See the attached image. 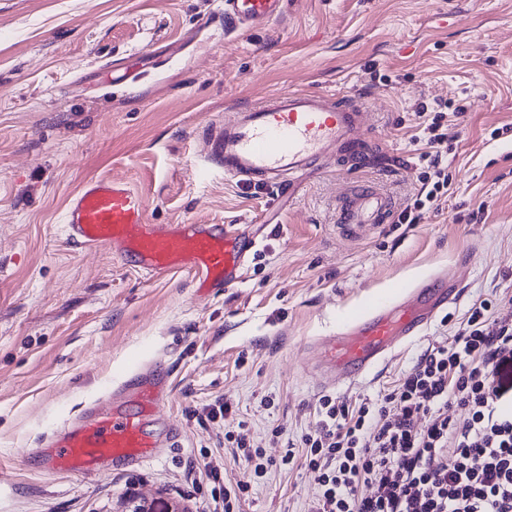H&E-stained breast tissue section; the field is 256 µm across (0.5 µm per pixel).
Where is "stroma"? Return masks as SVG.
<instances>
[{"mask_svg":"<svg viewBox=\"0 0 512 512\" xmlns=\"http://www.w3.org/2000/svg\"><path fill=\"white\" fill-rule=\"evenodd\" d=\"M220 0H0V512H220L242 463L225 430L266 456L315 425L326 394L375 399L471 305L512 287V0H286L254 30ZM282 91H317L370 116L362 162L339 156L276 199L219 167L201 177L213 124ZM463 107L444 159L453 192L415 224L337 223L352 186L403 209L420 187V108ZM96 176L144 194L154 224L256 235L243 281L199 295L186 272L147 276L67 240L61 213ZM460 299L356 381L323 387L308 348L341 317L432 274ZM167 377L179 432L153 462L85 478L33 462L44 440L112 404L149 366ZM232 411L198 423L215 400ZM305 468L254 480L240 512H307Z\"/></svg>","mask_w":512,"mask_h":512,"instance_id":"stroma-1","label":"stroma"}]
</instances>
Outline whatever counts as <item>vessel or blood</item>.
Wrapping results in <instances>:
<instances>
[{
	"instance_id": "b4317fda",
	"label": "vessel or blood",
	"mask_w": 512,
	"mask_h": 512,
	"mask_svg": "<svg viewBox=\"0 0 512 512\" xmlns=\"http://www.w3.org/2000/svg\"><path fill=\"white\" fill-rule=\"evenodd\" d=\"M285 0H224L225 23L258 28L283 13ZM363 106H349L315 91H284L261 104L225 115L210 135V155L224 176L257 182L289 196L332 154L354 153V132L365 121ZM390 199L371 187L351 189L338 211L342 224L383 223ZM71 244L104 247L149 276L195 271L207 294L236 284L256 246L253 236L221 224H154L141 192L108 177L86 181L61 216ZM459 281L435 275L406 294L380 300L347 317L337 335L319 340L316 365L327 383L357 380L418 336L460 295ZM167 393L160 373L138 375L130 393L111 407L95 410L87 423L55 432L38 455L45 468L98 476L104 464L128 466L152 461L172 441L161 416Z\"/></svg>"
}]
</instances>
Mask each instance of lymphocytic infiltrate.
<instances>
[{
	"label": "lymphocytic infiltrate",
	"mask_w": 512,
	"mask_h": 512,
	"mask_svg": "<svg viewBox=\"0 0 512 512\" xmlns=\"http://www.w3.org/2000/svg\"><path fill=\"white\" fill-rule=\"evenodd\" d=\"M444 119L420 124L421 188L396 223H416L449 194ZM452 405L466 417L450 418ZM224 441L245 461L242 478L224 485V512H238L269 467L299 460L317 484L308 512H512V298L473 304L381 399L322 396L314 431L281 459L264 458L241 433L225 431Z\"/></svg>",
	"instance_id": "1"
}]
</instances>
